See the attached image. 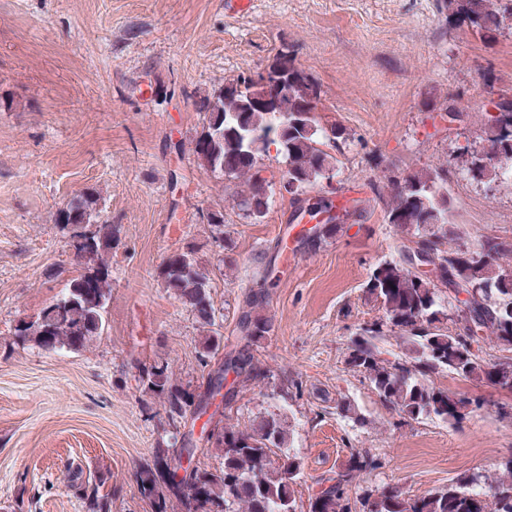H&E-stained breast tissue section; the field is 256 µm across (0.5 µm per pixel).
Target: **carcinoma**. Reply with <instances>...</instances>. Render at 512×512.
<instances>
[{
    "instance_id": "1",
    "label": "carcinoma",
    "mask_w": 512,
    "mask_h": 512,
    "mask_svg": "<svg viewBox=\"0 0 512 512\" xmlns=\"http://www.w3.org/2000/svg\"><path fill=\"white\" fill-rule=\"evenodd\" d=\"M448 15L472 31L491 38L512 30V0H448ZM277 90L272 112L247 110L250 99ZM321 90L316 80L291 62L288 71L270 78V83L247 81L220 88L196 102L206 121L193 141L198 166L217 178L241 179L247 187L242 206L245 215L264 217L275 184L263 176L261 155L275 146L287 163L280 187L297 202L322 180L332 177L337 158L323 149L328 139L320 127L318 105ZM501 109L483 131L482 146L474 151L467 170L472 177L495 182L512 166V100L495 104ZM448 172L422 169L394 180L388 186L386 217L390 224L410 228L418 236V250L435 256L431 275H420L408 265L409 255L377 264L365 284L366 293L383 311V319L363 328L353 341L347 363L369 380L385 402L411 420L441 422L459 420L458 405L464 400L430 382L443 371L466 380L507 384L512 382V361L488 364L481 348L469 334L453 332L443 325L447 319L444 288L449 278L463 282L474 304L471 317L480 320L490 340L512 352V270L497 260L512 251L491 238L478 242L479 254L469 248L443 249L435 227L449 223ZM97 197L93 193L74 196L56 217L62 229L77 225L88 229L85 244L77 253L83 271L70 278L60 295L39 315L17 329L23 343L49 351H80L103 330L104 313L112 298V278L103 255L112 249V225L99 222ZM164 286L187 304L204 326L216 325L210 300L208 277L191 252L170 254L158 272ZM242 322L245 345L237 353L242 363L240 383L264 377L250 349L265 339L272 322L255 312L257 301ZM401 333L403 356L389 361L381 357L376 341L383 326ZM220 347L210 333L199 342V359L209 366ZM144 391L158 397L168 426L191 408L195 392L172 380L168 365L154 364L142 370ZM208 442L221 453V466L214 470L194 468L190 475L195 496L189 497L174 484L166 469L170 451L159 447L153 463L138 474L141 494L152 512H298L296 486L300 462L291 454L290 432L277 414L254 419L244 429L215 427ZM378 466L368 450L353 448L346 466L323 480L326 487L310 498L308 512H512V460L491 485L492 493L451 484L441 490L404 494L396 489L378 490L360 503L349 488ZM101 483L85 482L78 491L89 512H105L109 494Z\"/></svg>"
}]
</instances>
